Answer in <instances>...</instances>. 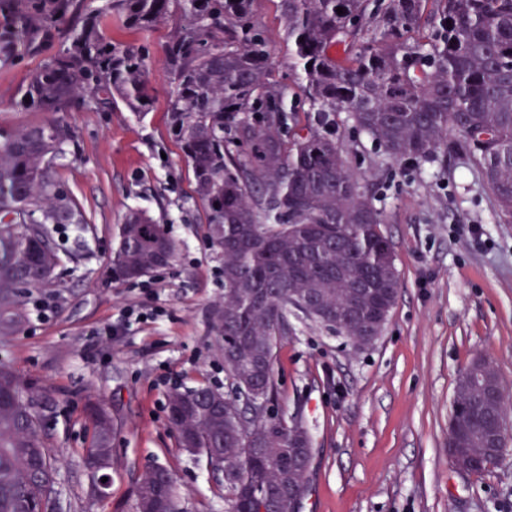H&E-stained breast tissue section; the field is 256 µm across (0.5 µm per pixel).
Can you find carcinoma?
I'll return each mask as SVG.
<instances>
[{
  "label": "carcinoma",
  "mask_w": 512,
  "mask_h": 512,
  "mask_svg": "<svg viewBox=\"0 0 512 512\" xmlns=\"http://www.w3.org/2000/svg\"><path fill=\"white\" fill-rule=\"evenodd\" d=\"M256 0H0V66L48 47L16 105L47 112L36 124L0 128V334L20 321L21 291L51 285L61 258L55 233L84 224L82 206L57 181L70 129L57 114L74 107L150 111V54L112 38V22L146 31L171 25L164 46L172 135L192 168L206 234L222 262L216 315L229 386L277 398L276 348L288 317L320 323L349 339L380 336L373 292L400 274L382 211L353 147L336 139V118L365 136L383 159L435 161L464 151L512 223V0H279L293 87L269 78L271 39ZM343 8V14L336 12ZM302 95L317 122L288 105ZM179 245L147 211L118 226L106 278L121 283L172 264ZM224 393L206 385L168 394L202 409L172 421L178 447L224 467V512H260L282 488L306 486L310 436L270 416L255 420L203 409ZM55 400L0 364V512H60L56 481L36 469L54 461L43 423ZM509 393L491 363L457 377L450 420L464 427L449 461L477 476L512 456L503 438L486 453L488 425L509 430ZM91 425L79 458L112 465L116 430L109 407L86 405ZM164 484L178 512L175 480L155 465L138 488Z\"/></svg>",
  "instance_id": "cac0c4a2"
}]
</instances>
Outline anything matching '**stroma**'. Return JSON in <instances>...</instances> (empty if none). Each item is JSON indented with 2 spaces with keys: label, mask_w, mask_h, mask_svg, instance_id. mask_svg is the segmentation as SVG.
<instances>
[{
  "label": "stroma",
  "mask_w": 512,
  "mask_h": 512,
  "mask_svg": "<svg viewBox=\"0 0 512 512\" xmlns=\"http://www.w3.org/2000/svg\"><path fill=\"white\" fill-rule=\"evenodd\" d=\"M256 10L275 42L273 79L297 85L284 64L278 0H258ZM112 35L148 48L154 107L143 115L65 113L73 138L56 178L86 221L58 231L54 284L23 294L24 321L0 336V361L56 397L45 426L64 512H135L138 482L155 462L173 470L180 512H224L206 461L178 447L166 407L172 388L224 384L214 327L224 279L192 169L170 131L169 30L116 24ZM42 61L33 54L0 68V127L44 120L16 105ZM336 135L357 144L349 163L365 173L383 212L401 288L382 334L367 346L297 320L277 346L279 413L300 415L312 441L301 512H512V462L469 480L448 461L459 370L489 356L512 393V224L499 223L488 186L464 154L380 164L374 145L351 127L337 126ZM132 207L163 222L179 255L139 280L110 284L103 271ZM130 308L142 319L103 343L100 331L122 324ZM96 398L116 422L104 499L92 495L77 455L91 433L84 409Z\"/></svg>",
  "instance_id": "obj_1"
}]
</instances>
